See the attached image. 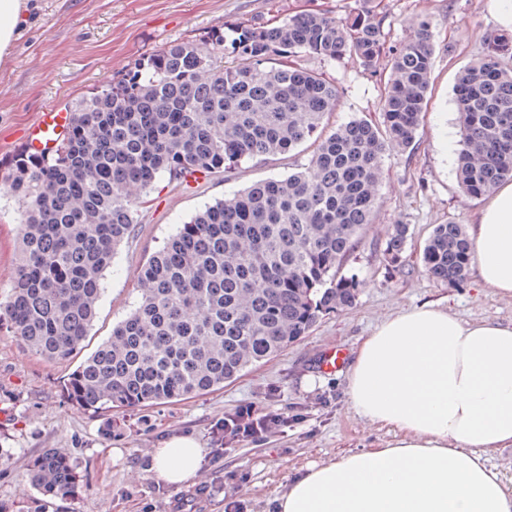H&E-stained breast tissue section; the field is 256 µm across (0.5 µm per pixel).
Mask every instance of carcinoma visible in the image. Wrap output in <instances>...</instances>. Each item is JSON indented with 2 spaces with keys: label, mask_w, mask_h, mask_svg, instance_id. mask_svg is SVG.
Returning <instances> with one entry per match:
<instances>
[{
  "label": "carcinoma",
  "mask_w": 512,
  "mask_h": 512,
  "mask_svg": "<svg viewBox=\"0 0 512 512\" xmlns=\"http://www.w3.org/2000/svg\"><path fill=\"white\" fill-rule=\"evenodd\" d=\"M358 2L344 18L220 22L199 40L169 44L80 101L54 147H23L0 162V184L20 208V260L0 322L58 362L86 336L104 273L161 177L186 184L314 145L288 176L205 205L139 267L136 307L67 380L76 406L110 411L202 394L306 336L320 315L355 304L359 279L336 273L371 223L385 154L415 141L434 54L429 22L391 46L386 16ZM483 44L455 85L459 185L475 199L512 179V34H486ZM385 53V130L355 119L324 131L339 91L294 58H348L375 72ZM408 235L403 224L388 236V266H399ZM471 261L465 227L436 225L425 271L457 287ZM32 480L48 499H72L80 487L52 450Z\"/></svg>",
  "instance_id": "cac0c4a2"
}]
</instances>
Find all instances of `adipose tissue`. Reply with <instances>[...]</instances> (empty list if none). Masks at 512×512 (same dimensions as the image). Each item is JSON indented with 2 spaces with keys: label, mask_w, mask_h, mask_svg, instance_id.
<instances>
[{
  "label": "adipose tissue",
  "mask_w": 512,
  "mask_h": 512,
  "mask_svg": "<svg viewBox=\"0 0 512 512\" xmlns=\"http://www.w3.org/2000/svg\"><path fill=\"white\" fill-rule=\"evenodd\" d=\"M469 239L480 281L512 298V183L488 195ZM347 398L390 439L309 466L275 512H512V484L489 458L512 447V322L401 310L355 352ZM202 458L195 438L178 435L155 449L151 468L178 486Z\"/></svg>",
  "instance_id": "1"
}]
</instances>
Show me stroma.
<instances>
[{
    "instance_id": "1",
    "label": "stroma",
    "mask_w": 512,
    "mask_h": 512,
    "mask_svg": "<svg viewBox=\"0 0 512 512\" xmlns=\"http://www.w3.org/2000/svg\"><path fill=\"white\" fill-rule=\"evenodd\" d=\"M30 18L10 59L0 60V159L22 140V129L41 112L73 110L107 78L144 55L200 38L227 23H278L315 9L342 17L356 0H28ZM491 0H378L391 44L407 39L411 22L428 19L434 56L432 85L414 144L386 156L371 224L342 263L340 275L361 282L353 308L321 315L308 336L249 367L233 381L186 399L111 414L78 408L66 392L69 374L135 308V272L204 205L269 178H282L308 161L307 147L244 162L222 175L180 185L158 181L138 207L131 237L104 275V294L82 345L65 361L49 362L0 325V512H33L40 494L27 472L45 451L69 457L82 488L73 499L50 500L44 512H167L170 502L191 501L194 512H273L275 495L297 471L338 458L386 431L354 415L347 400V369L324 370L330 350L352 359L375 327L399 310L434 302L470 321H512V300L468 277L460 287L428 275L424 246L434 227L471 226L483 199L464 197L457 181L458 124L454 85L458 72L482 51L481 35L496 31ZM340 91L329 127L352 119L383 121L379 76L351 60L301 56ZM18 205L0 195V300L9 294L18 258ZM405 224L410 237L398 270L388 267L385 241ZM287 416L285 427L229 443L223 457L203 461L185 485L160 482L151 469L165 438L189 434L205 453L217 442L214 426L242 407Z\"/></svg>"
}]
</instances>
